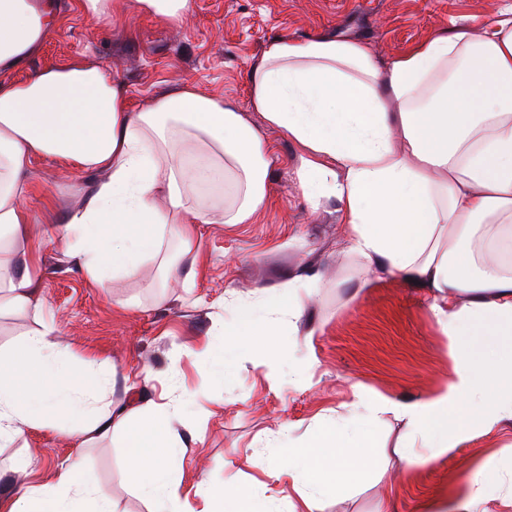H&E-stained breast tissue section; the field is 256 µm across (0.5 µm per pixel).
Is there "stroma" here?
<instances>
[{
  "mask_svg": "<svg viewBox=\"0 0 512 512\" xmlns=\"http://www.w3.org/2000/svg\"><path fill=\"white\" fill-rule=\"evenodd\" d=\"M60 2L68 9L63 25L17 78L89 52L123 77L133 109L185 81L234 101L262 129L275 156L268 202L251 223L199 225L194 265L177 277L163 280L149 261L137 276L115 278L103 292L90 287L70 259L75 238L63 222L81 207L93 174L36 159L34 190L23 205L42 224L40 305L0 318V346L48 320L69 347L74 369L89 357L116 368L112 399L138 407L163 392L173 403L196 395L200 405L188 409L182 431L184 486L201 477L214 486L232 483L256 490L272 512H282L280 483L268 474L288 457L282 427H290L291 443L304 444L324 417L346 419L361 388L401 403L425 399L447 382L453 358L426 289L388 272L361 288L364 268L345 247L339 203L311 207L295 178L298 144L249 111L250 68L267 39L321 35L360 40L384 65L454 24L491 15L502 0H193L177 23L127 9L108 24L71 10L72 0ZM299 275L319 283L316 294L297 298L302 326L318 330L312 343L283 327L273 342L276 358L195 357L204 341L222 346L219 321L231 319L239 302H259L268 312L286 306L281 286ZM290 357L303 362L293 376L280 366ZM369 432L383 476L368 474L348 495L327 499L324 512H374L384 497L396 512H421L422 503L485 473L498 487L487 512H512V422L474 431L420 470L406 468L395 452L403 422L386 415ZM78 450L85 476L120 512H149V502L126 479L117 435L81 449L68 434L28 429L13 447H0V493L14 480L49 481L55 465ZM19 455L30 465L16 474L8 463Z\"/></svg>",
  "mask_w": 512,
  "mask_h": 512,
  "instance_id": "1",
  "label": "stroma"
}]
</instances>
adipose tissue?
<instances>
[{
	"label": "adipose tissue",
	"instance_id": "obj_1",
	"mask_svg": "<svg viewBox=\"0 0 512 512\" xmlns=\"http://www.w3.org/2000/svg\"><path fill=\"white\" fill-rule=\"evenodd\" d=\"M56 0H0V313L39 301L34 217L21 206L32 163L48 157L101 175L65 224L88 283L108 287L179 243L165 274L191 257L201 224H247L267 203L273 161L245 111L261 113L301 150L296 179L312 208L335 199L363 286L384 270L418 282L456 356L445 384L404 404L356 392L351 421L328 423L309 449L290 450L273 472L287 482L288 512H323L324 485L344 493L373 468L360 425L390 413L406 427L398 453L420 469L473 430L512 421V0L491 17L462 22L380 65L358 40H267L249 75L248 108L182 83L131 110L123 79L90 54L22 68L61 22ZM277 319L237 307L225 323L234 351L266 358ZM56 388L29 393L31 381ZM111 373L86 362L74 373L52 326L0 348V446L27 427L80 444L121 434L126 477L152 512H270L237 486L184 492L176 463L185 446L179 405L132 408L108 400ZM425 452H417L415 440ZM73 454L50 482L0 495V512H118L81 477ZM432 504L430 512H485L487 477Z\"/></svg>",
	"mask_w": 512,
	"mask_h": 512
}]
</instances>
